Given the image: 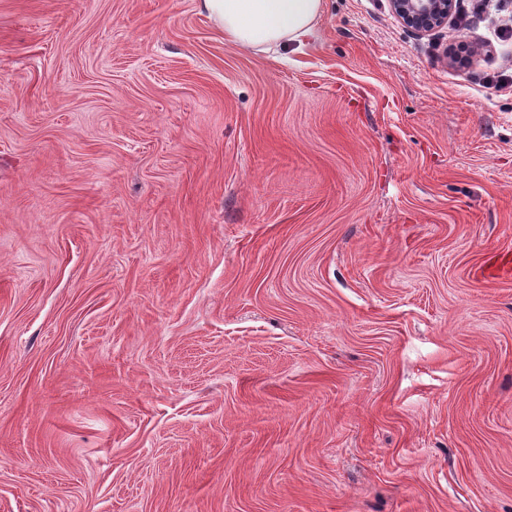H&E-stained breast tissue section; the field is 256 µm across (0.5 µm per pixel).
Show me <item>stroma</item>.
<instances>
[{
    "instance_id": "1",
    "label": "stroma",
    "mask_w": 512,
    "mask_h": 512,
    "mask_svg": "<svg viewBox=\"0 0 512 512\" xmlns=\"http://www.w3.org/2000/svg\"><path fill=\"white\" fill-rule=\"evenodd\" d=\"M0 0V512H512V0ZM197 1L226 41L253 52L303 46L314 35L325 8V0ZM389 3L407 28L423 34L448 25L455 0H389Z\"/></svg>"
}]
</instances>
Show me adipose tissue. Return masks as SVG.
<instances>
[{
	"mask_svg": "<svg viewBox=\"0 0 512 512\" xmlns=\"http://www.w3.org/2000/svg\"><path fill=\"white\" fill-rule=\"evenodd\" d=\"M198 5L226 41L266 52L306 44L315 33L325 0H198Z\"/></svg>",
	"mask_w": 512,
	"mask_h": 512,
	"instance_id": "adipose-tissue-1",
	"label": "adipose tissue"
}]
</instances>
